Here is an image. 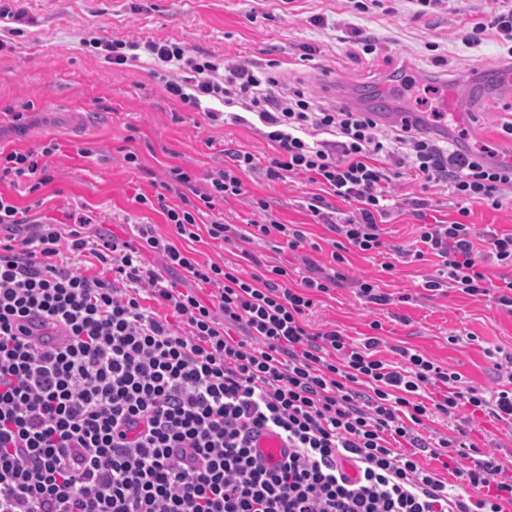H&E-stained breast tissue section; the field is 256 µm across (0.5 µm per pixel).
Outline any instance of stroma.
I'll use <instances>...</instances> for the list:
<instances>
[{"label":"stroma","mask_w":512,"mask_h":512,"mask_svg":"<svg viewBox=\"0 0 512 512\" xmlns=\"http://www.w3.org/2000/svg\"><path fill=\"white\" fill-rule=\"evenodd\" d=\"M14 0L23 11L21 34L0 49V146L28 149L56 140L59 149L46 163L53 177L39 191L26 183L0 184V195L27 211L31 223H68L71 215L93 218L97 230L133 237L137 224H152L163 235L171 230L158 208L137 203L138 195L155 198L167 166L182 165L203 174L223 167L232 150L251 152L267 162L275 145L249 125H209L204 116L170 100L152 74L147 58L115 67L97 49L100 41H171L192 54L229 64L275 63L282 85L299 86L326 105L341 102L344 92L368 98L374 89L398 96L404 78L420 87L421 112L438 111L446 88L470 87L472 101L464 118L448 114V135L464 148L503 156L512 143L501 140L495 126L512 104V84L492 82L488 64L508 66L506 46L493 41L478 47L457 36L462 18L477 12L482 0H449L447 6L419 12L413 0H386L385 8L362 0ZM376 43L373 54L350 56L357 38ZM315 47L301 60L303 46ZM87 114L88 124L73 126L68 103ZM399 108H406L400 100ZM28 116L16 128L11 115ZM92 147L89 157L79 146ZM135 152L140 168L123 160ZM244 192L217 203L215 217L239 224L252 218V204L268 202L273 215L287 224L305 225L312 244L295 252L273 251L256 239L232 244H196L202 261L228 262L242 275L264 273L271 265H289L293 279L310 267H329L330 231L312 223L303 203L315 187L306 176L282 181L244 177ZM350 273L369 276L394 301L384 307L338 287L317 296L310 322L334 325L350 341H362L372 320L382 324L383 359L398 361V348L420 351L439 365L459 372L471 384L507 388L485 356V348L512 353V314L485 297L424 289L433 274L434 257L397 263L383 271V258L351 252ZM469 440L499 460H512V429L483 415L464 425Z\"/></svg>","instance_id":"obj_1"}]
</instances>
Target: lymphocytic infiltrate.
<instances>
[{
    "instance_id": "lymphocytic-infiltrate-1",
    "label": "lymphocytic infiltrate",
    "mask_w": 512,
    "mask_h": 512,
    "mask_svg": "<svg viewBox=\"0 0 512 512\" xmlns=\"http://www.w3.org/2000/svg\"><path fill=\"white\" fill-rule=\"evenodd\" d=\"M458 35L470 47L512 42V0H484ZM105 49L115 65L146 54L168 96L210 124L256 116L277 154L261 167L234 151L203 179L169 167L157 195L169 237L152 224L137 225L131 240L90 231L85 219L30 224L0 196V227L10 231L0 238V512H505L512 474L500 460L460 437L429 441L421 431L467 412L512 428V390L464 384L406 348L398 363L383 360L379 321L371 337L351 343L336 328L312 327L309 316L317 295L344 282L364 302L390 303L375 279L350 276L346 251L379 252L383 218L425 207L395 198L391 185L403 177L448 189L458 217L418 225L417 248L396 255L437 258L425 290L488 296L512 313V280L496 285L487 273L491 264L512 267V231L479 236L468 221L471 204L512 205V163L423 135L416 120L388 130L375 113L322 107L298 87L278 95L275 72L221 69L177 43ZM58 148L51 140L1 149L0 182L40 190ZM298 174L319 186L307 208L336 235L328 270L294 286L285 266L245 278L179 248L204 236L302 248L304 231L261 199L245 225L199 222L217 201L243 193L244 176ZM170 194L178 204L166 205ZM333 196L356 203L355 212L340 213ZM85 255L98 274L73 267ZM175 269L191 287L165 278ZM264 430L285 441L284 461L269 466L255 452ZM423 454L440 470L423 467Z\"/></svg>"
}]
</instances>
